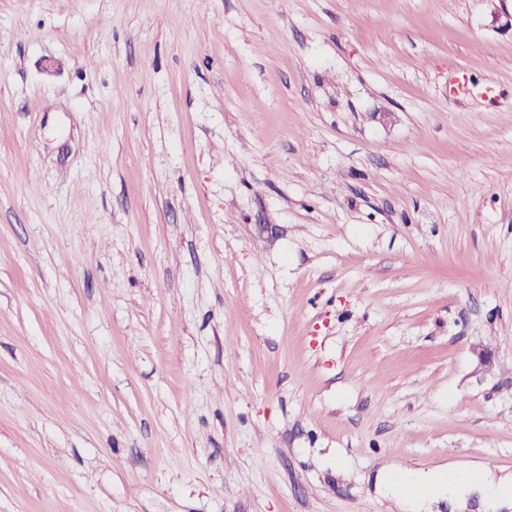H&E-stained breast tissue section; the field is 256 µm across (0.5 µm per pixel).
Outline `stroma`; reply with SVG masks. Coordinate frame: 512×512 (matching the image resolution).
<instances>
[{"label": "stroma", "mask_w": 512, "mask_h": 512, "mask_svg": "<svg viewBox=\"0 0 512 512\" xmlns=\"http://www.w3.org/2000/svg\"><path fill=\"white\" fill-rule=\"evenodd\" d=\"M504 4L0 0V512L512 472Z\"/></svg>", "instance_id": "1"}]
</instances>
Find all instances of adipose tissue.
<instances>
[{
  "label": "adipose tissue",
  "mask_w": 512,
  "mask_h": 512,
  "mask_svg": "<svg viewBox=\"0 0 512 512\" xmlns=\"http://www.w3.org/2000/svg\"><path fill=\"white\" fill-rule=\"evenodd\" d=\"M380 493L401 512H431L442 502L463 512L474 499L479 500L483 512H502L512 505V473L475 462L419 469L392 465L383 469Z\"/></svg>",
  "instance_id": "ef3b65f1"
}]
</instances>
